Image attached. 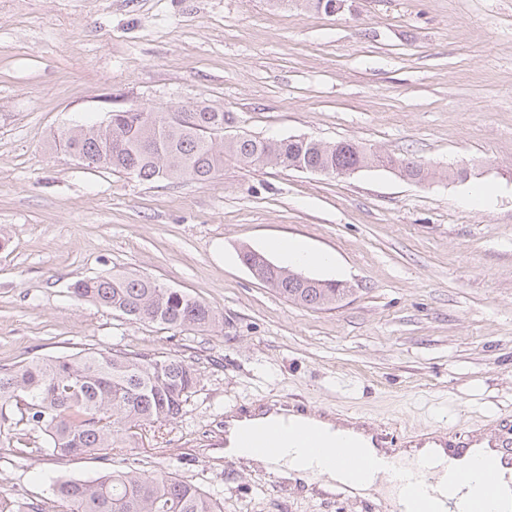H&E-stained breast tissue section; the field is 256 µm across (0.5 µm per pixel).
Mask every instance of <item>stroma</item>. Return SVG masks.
Listing matches in <instances>:
<instances>
[{"mask_svg":"<svg viewBox=\"0 0 512 512\" xmlns=\"http://www.w3.org/2000/svg\"><path fill=\"white\" fill-rule=\"evenodd\" d=\"M210 105L260 138L351 140L412 158L346 179L229 159L216 179L141 182L53 150L57 133L130 107ZM467 164L471 177L449 178ZM496 190L471 209V185ZM0 367L84 349L199 359L178 422L129 458L218 494L224 512H363V496L285 494L225 468L218 414L285 400L404 436L512 420V0H0ZM295 240L348 283L336 305L285 300L239 258ZM195 296L204 331L132 323L70 286L112 269ZM0 411V512H65L45 476L110 466L36 457Z\"/></svg>","mask_w":512,"mask_h":512,"instance_id":"1","label":"stroma"}]
</instances>
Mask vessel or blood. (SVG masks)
Listing matches in <instances>:
<instances>
[{
    "instance_id": "b4317fda",
    "label": "vessel or blood",
    "mask_w": 512,
    "mask_h": 512,
    "mask_svg": "<svg viewBox=\"0 0 512 512\" xmlns=\"http://www.w3.org/2000/svg\"><path fill=\"white\" fill-rule=\"evenodd\" d=\"M321 413L310 407L294 413L258 406L231 433V444L273 463L288 460L303 469L307 481L320 478L322 468L333 467L342 487L354 489L371 483L391 487L392 512H495L503 471H512V428L492 429L491 451L474 455L478 434L436 428L418 432L411 443L422 453L396 457L402 441L369 419L352 418L347 430L317 426ZM472 466H462L465 456Z\"/></svg>"
}]
</instances>
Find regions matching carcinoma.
I'll list each match as a JSON object with an SVG mask.
<instances>
[{
  "label": "carcinoma",
  "instance_id": "obj_1",
  "mask_svg": "<svg viewBox=\"0 0 512 512\" xmlns=\"http://www.w3.org/2000/svg\"><path fill=\"white\" fill-rule=\"evenodd\" d=\"M111 118L105 127L76 124L59 132L54 143L69 153L102 159L104 168L142 181H210L229 158L285 170L301 165L330 171L382 167L414 181L425 177L420 163L354 141L228 135L229 113L206 105L181 112L177 119L145 108L114 111ZM239 257L259 281L303 307L321 310L345 294L333 280L296 285L291 269L270 264L254 250L245 249ZM71 293L134 323L164 325L176 332L203 330L222 318L188 293L121 270L77 280ZM198 383L193 357L144 355L115 346L0 367V404L15 407L19 421L37 434L31 452L81 458L134 448L141 426L177 421ZM45 479L69 512H224V502L213 494L144 463L114 465L87 480Z\"/></svg>",
  "mask_w": 512,
  "mask_h": 512
}]
</instances>
